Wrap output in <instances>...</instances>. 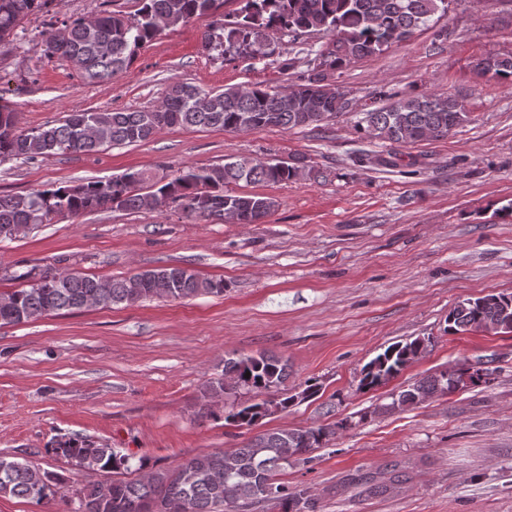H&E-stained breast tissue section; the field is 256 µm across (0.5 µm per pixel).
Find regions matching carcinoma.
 <instances>
[{
    "label": "carcinoma",
    "mask_w": 512,
    "mask_h": 512,
    "mask_svg": "<svg viewBox=\"0 0 512 512\" xmlns=\"http://www.w3.org/2000/svg\"><path fill=\"white\" fill-rule=\"evenodd\" d=\"M238 12L226 19L218 14L224 0H139L134 20L120 10L101 11L90 22L64 20L50 24L43 33L42 52L48 60L67 61L76 56L80 75L88 83L109 82L133 62L137 51L156 40L162 31L159 16L170 24L210 17L204 31V48L219 56L256 57L261 53L259 37L264 32H319L330 36L326 47L316 51L312 74L292 89L283 105L275 89L227 87L206 91L190 83H175L162 101L149 110L72 112L56 124L17 130L15 112L0 96V162H29L55 154H92L102 148L150 140L161 128L218 127L228 132H259L318 124L349 107L346 93L326 82V71H334L357 59L383 52L393 44L410 40L427 26L438 11H447L449 0H241ZM54 0H0V41L16 34L30 15H48ZM482 75L512 84V55L486 56L474 65ZM467 119L455 94H422L400 99L390 106L364 113L363 131L372 138L396 143L440 139ZM297 163L265 162L240 156L224 164L189 165L171 177L157 176L148 169H130L108 181L52 186L27 194L0 195V230L12 238L59 215L78 216L98 211L160 210L174 205L188 217L232 224H260L276 206L270 197L255 193H233L232 183H281L297 178ZM30 284L0 294V325H17L62 310L84 308V299L98 295L99 306L131 305L148 298L183 300L198 295L221 296L224 280L202 278L182 266H160L143 270L107 286L88 275L45 269L18 275ZM448 332L464 333L472 328L497 334L512 332V295L487 294L468 299L448 312ZM429 340L414 338L387 347L362 369L361 386L374 388L415 362ZM250 376H245V373ZM470 375V383H487L494 370L468 373L449 368L423 378L392 394L390 409H405L437 393L453 392ZM288 377V362L259 352L224 359L222 377L209 385L208 394L237 397L240 390L257 395L277 392ZM295 405V395L230 405L224 420L237 426H252L259 420ZM352 426L341 419L305 430L281 429L263 433L230 452L195 456L167 469H147L145 463L132 468L130 457L112 448L80 437L57 441L52 451L73 463L96 471L135 470L140 476L111 482L89 481L77 493L72 512H239L245 505L276 502L293 512H314L315 501L306 491L291 492L279 482L290 459L329 442L338 430ZM16 460L0 458V495L26 497L50 503L59 494L63 478Z\"/></svg>",
    "instance_id": "1"
}]
</instances>
